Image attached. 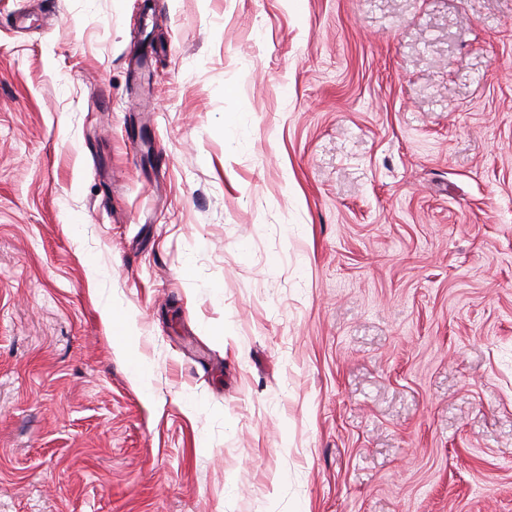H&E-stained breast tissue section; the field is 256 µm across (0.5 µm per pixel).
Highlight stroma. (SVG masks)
I'll use <instances>...</instances> for the list:
<instances>
[{
  "label": "stroma",
  "mask_w": 512,
  "mask_h": 512,
  "mask_svg": "<svg viewBox=\"0 0 512 512\" xmlns=\"http://www.w3.org/2000/svg\"><path fill=\"white\" fill-rule=\"evenodd\" d=\"M0 512H512V0H0Z\"/></svg>",
  "instance_id": "obj_1"
}]
</instances>
